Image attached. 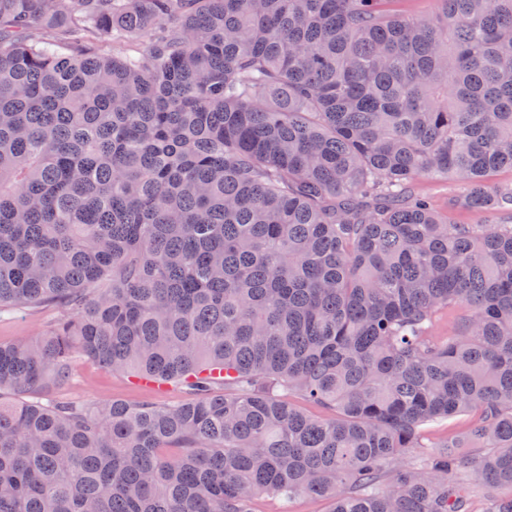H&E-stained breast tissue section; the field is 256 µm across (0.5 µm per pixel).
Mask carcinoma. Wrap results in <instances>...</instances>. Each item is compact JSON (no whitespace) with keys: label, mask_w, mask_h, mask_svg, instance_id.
Instances as JSON below:
<instances>
[{"label":"carcinoma","mask_w":512,"mask_h":512,"mask_svg":"<svg viewBox=\"0 0 512 512\" xmlns=\"http://www.w3.org/2000/svg\"><path fill=\"white\" fill-rule=\"evenodd\" d=\"M393 2L0 0V311L60 309L0 343V512L512 488V224L409 190L512 211V0ZM77 358L196 399H24ZM413 189L415 192L431 197L437 209L448 217L450 224H488L493 220L512 224L510 213L494 217L485 212H461L448 209V199L458 192V186L454 180L421 177L415 180ZM468 424L469 416L458 415L439 423L429 425L424 434V442L427 445H434L445 442L451 438H455L466 430Z\"/></svg>","instance_id":"cac0c4a2"}]
</instances>
